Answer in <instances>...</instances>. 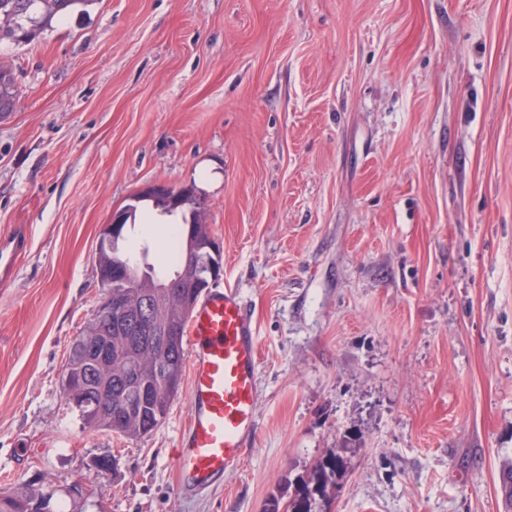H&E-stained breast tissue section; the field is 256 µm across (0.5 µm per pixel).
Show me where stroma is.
<instances>
[{
    "label": "stroma",
    "mask_w": 512,
    "mask_h": 512,
    "mask_svg": "<svg viewBox=\"0 0 512 512\" xmlns=\"http://www.w3.org/2000/svg\"><path fill=\"white\" fill-rule=\"evenodd\" d=\"M0 117V488L86 512H503L512 461V0H96L29 44ZM206 199L259 339L253 448L181 492L180 389L151 434L67 409L96 245L147 184ZM116 457L114 471L91 459ZM24 236L17 233L13 238L5 241L0 246V278L6 279L10 276L16 254L24 247ZM345 471V462L340 455H332L303 480L292 499L282 503L284 496L268 501L265 512H310L311 499L323 495L329 484H336V477ZM81 480H83V481L78 480L75 483H84V484H74V485H71L67 489L68 495L71 496L72 498H75L72 500L70 499L73 502V509L72 510L67 509V506L65 504L60 503L59 499L55 498V491L53 490L49 497L51 499V504H52L51 512H85L83 510V507L86 502L85 498L87 499V497L92 495V490L89 486L85 485L86 484L85 482H88V483L90 482L89 479L83 478ZM76 499H83L85 501L82 503H79V502H76V501H78Z\"/></svg>",
    "instance_id": "stroma-1"
}]
</instances>
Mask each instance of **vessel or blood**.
<instances>
[{
  "label": "vessel or blood",
  "instance_id": "1",
  "mask_svg": "<svg viewBox=\"0 0 512 512\" xmlns=\"http://www.w3.org/2000/svg\"><path fill=\"white\" fill-rule=\"evenodd\" d=\"M23 234L0 243V278H8ZM190 412L178 442L176 465L182 491L219 485L255 440L258 336L240 291L205 292L187 326Z\"/></svg>",
  "mask_w": 512,
  "mask_h": 512
}]
</instances>
